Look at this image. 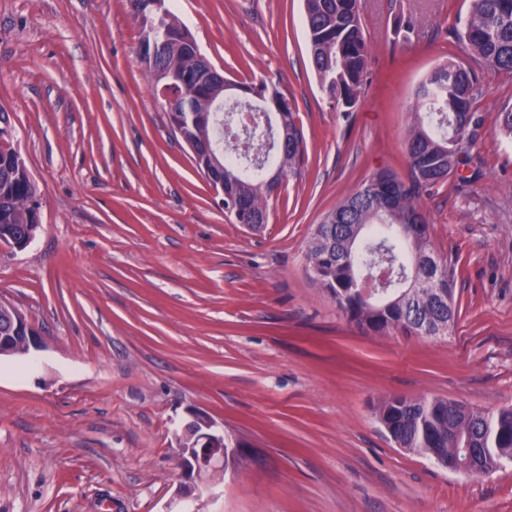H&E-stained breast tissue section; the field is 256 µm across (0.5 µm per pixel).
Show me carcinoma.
Instances as JSON below:
<instances>
[{
  "label": "carcinoma",
  "instance_id": "obj_1",
  "mask_svg": "<svg viewBox=\"0 0 512 512\" xmlns=\"http://www.w3.org/2000/svg\"><path fill=\"white\" fill-rule=\"evenodd\" d=\"M309 56L321 90L343 112H349L371 84L370 52L357 0H304ZM169 40L155 50L137 52L155 86L174 96L164 99L169 119L183 123L186 138L224 140L229 119L245 107L257 115L254 140L259 155L277 165L284 179L300 174L306 156L304 135L288 97L265 82L238 85L244 94L217 105L211 85L197 79L199 62L191 36L169 10L160 17ZM455 39L482 66L512 75V0H472ZM260 91L280 107L273 117L251 104L248 92ZM481 90L476 68L449 60L437 65L416 89L417 108L407 136L411 179L383 171L366 179L318 224L306 244L314 282L336 303L345 318L366 335L446 336L455 321L453 289L447 263L435 252L430 230H416L424 211L422 193L448 180L464 164L474 128L481 119L473 105ZM288 129V144H276V132ZM270 200L263 164L249 156L224 154V209L239 224L258 216L269 221ZM35 186L26 165L0 148V234L18 239L28 234ZM390 271V286L360 295L375 271ZM375 414L400 448L425 454L445 468L467 456L483 473L512 460V407L484 413L438 397L391 395L374 406Z\"/></svg>",
  "mask_w": 512,
  "mask_h": 512
}]
</instances>
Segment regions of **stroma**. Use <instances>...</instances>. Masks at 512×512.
<instances>
[{"instance_id":"35a3bbf8","label":"stroma","mask_w":512,"mask_h":512,"mask_svg":"<svg viewBox=\"0 0 512 512\" xmlns=\"http://www.w3.org/2000/svg\"><path fill=\"white\" fill-rule=\"evenodd\" d=\"M471 0H359L373 83L351 113L310 65L303 0H168L227 79L278 86L302 174L260 231L237 224L173 133L140 64L128 0H0V111L40 226L0 246V299L41 350L0 359V512H175L179 439L204 411L239 461L199 512H512V461L452 474L388 438L386 395L512 406V77L480 68L459 176L421 198L451 270L447 336L362 334L309 274L323 214L373 172L409 178L415 88L467 61ZM420 24L394 40L397 13Z\"/></svg>"}]
</instances>
